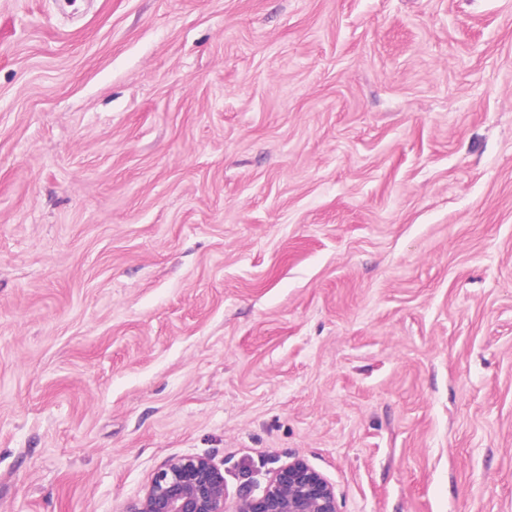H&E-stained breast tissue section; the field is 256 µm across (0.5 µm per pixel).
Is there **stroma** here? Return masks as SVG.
<instances>
[{"label":"stroma","mask_w":512,"mask_h":512,"mask_svg":"<svg viewBox=\"0 0 512 512\" xmlns=\"http://www.w3.org/2000/svg\"><path fill=\"white\" fill-rule=\"evenodd\" d=\"M189 455L512 512V0H0V512Z\"/></svg>","instance_id":"35a3bbf8"}]
</instances>
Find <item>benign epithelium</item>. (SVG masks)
<instances>
[{"mask_svg": "<svg viewBox=\"0 0 512 512\" xmlns=\"http://www.w3.org/2000/svg\"><path fill=\"white\" fill-rule=\"evenodd\" d=\"M127 512H338L334 487L301 459L268 473L229 500L224 473L209 458L174 459Z\"/></svg>", "mask_w": 512, "mask_h": 512, "instance_id": "benign-epithelium-1", "label": "benign epithelium"}]
</instances>
